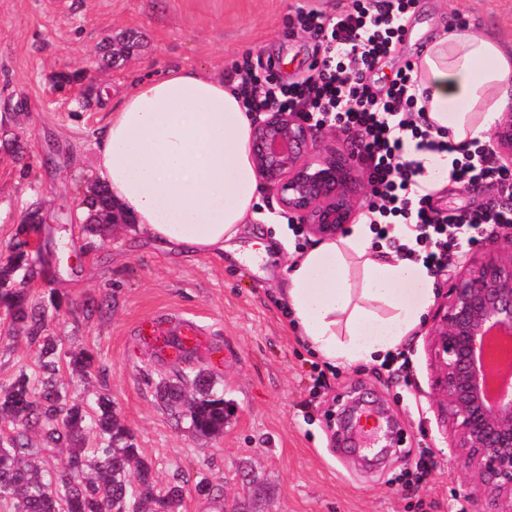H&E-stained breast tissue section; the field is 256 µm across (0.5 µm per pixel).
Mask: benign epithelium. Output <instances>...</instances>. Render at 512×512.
<instances>
[{"mask_svg":"<svg viewBox=\"0 0 512 512\" xmlns=\"http://www.w3.org/2000/svg\"><path fill=\"white\" fill-rule=\"evenodd\" d=\"M311 138L312 128L293 114L268 112L253 123L250 152L280 207L314 236L331 238L351 220L347 192L357 163L334 153L310 160ZM494 143L512 162L511 112L503 113ZM494 333L512 337V227L494 233L459 267L429 329L465 497L490 501L492 512H512V384L488 392L500 376L488 355Z\"/></svg>","mask_w":512,"mask_h":512,"instance_id":"7a95c632","label":"benign epithelium"}]
</instances>
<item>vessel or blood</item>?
Returning <instances> with one entry per match:
<instances>
[{
  "mask_svg": "<svg viewBox=\"0 0 512 512\" xmlns=\"http://www.w3.org/2000/svg\"><path fill=\"white\" fill-rule=\"evenodd\" d=\"M136 334L143 343L151 345L163 359L191 351L207 357L214 363L221 360L219 350L212 346L210 332L190 319L183 320L177 327L172 328L169 327L167 318L150 315L139 321Z\"/></svg>",
  "mask_w": 512,
  "mask_h": 512,
  "instance_id": "b4317fda",
  "label": "vessel or blood"
}]
</instances>
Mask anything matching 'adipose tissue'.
Instances as JSON below:
<instances>
[{
	"label": "adipose tissue",
	"instance_id": "1",
	"mask_svg": "<svg viewBox=\"0 0 512 512\" xmlns=\"http://www.w3.org/2000/svg\"><path fill=\"white\" fill-rule=\"evenodd\" d=\"M417 95L454 142L485 139L512 102V51L467 29L423 53ZM253 120L233 85L173 67L138 81L107 112L96 171L149 239L221 255L256 219L262 183L250 153ZM368 217L341 238L297 254L283 290L294 326L328 364L395 350L434 296L431 276L374 248Z\"/></svg>",
	"mask_w": 512,
	"mask_h": 512
}]
</instances>
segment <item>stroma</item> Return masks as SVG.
<instances>
[{"instance_id": "1", "label": "stroma", "mask_w": 512, "mask_h": 512, "mask_svg": "<svg viewBox=\"0 0 512 512\" xmlns=\"http://www.w3.org/2000/svg\"><path fill=\"white\" fill-rule=\"evenodd\" d=\"M350 0H0V123L23 147L0 140V261L14 230L40 208L51 232L45 279L33 296L54 294L50 336L62 350L86 349L106 374L95 379L152 463L159 488L187 476L181 512H475L450 463L448 413L439 398L427 326L400 347L398 359L339 365L316 373L317 356L292 327L280 288L296 248L315 244L306 231L278 235L287 223L270 190L260 219L247 224L237 254L197 255L165 248L133 224L90 234L76 218L96 180V151L106 103L143 77L173 66L228 75L247 62L264 71L275 61L283 83L302 81L320 40L290 24L299 6L334 15ZM512 40V0H415L397 50L366 73L390 82L418 62L443 28ZM135 34L137 45L98 70L99 44ZM88 69L69 93L55 89L60 73ZM499 188L468 191L448 182L433 203L479 211L502 203ZM92 316H84L85 303ZM150 313L197 320L213 334L223 361L209 365L224 389L223 434L205 438L178 427L155 396L168 375L139 342L135 328ZM34 371L24 338L0 334V385L19 369ZM379 424L377 435L340 436L336 418L352 397ZM206 481L209 495L195 486Z\"/></svg>"}]
</instances>
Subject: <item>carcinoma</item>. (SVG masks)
<instances>
[{"instance_id":"obj_1","label":"carcinoma","mask_w":512,"mask_h":512,"mask_svg":"<svg viewBox=\"0 0 512 512\" xmlns=\"http://www.w3.org/2000/svg\"><path fill=\"white\" fill-rule=\"evenodd\" d=\"M87 229L100 235L112 226V197L100 183L88 187ZM39 234L42 225L19 224L13 252L0 265V309L9 318L11 332H20L37 352V376L20 372L0 386V421L12 432L0 437V501L11 502L13 512H179L183 477L156 490L150 462L142 458L133 435L118 418L112 400L98 397L95 408L69 399L58 384L61 365L77 374L97 369L86 352L61 354L47 333L46 304L30 297L27 284L43 277L44 269L27 250L24 234ZM193 354L171 361V374L155 383L156 397L177 423L191 433L210 437L224 430V393L212 375L192 362ZM65 450L64 467L41 458L30 434Z\"/></svg>"}]
</instances>
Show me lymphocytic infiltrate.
Masks as SVG:
<instances>
[{
    "label": "lymphocytic infiltrate",
    "instance_id": "1",
    "mask_svg": "<svg viewBox=\"0 0 512 512\" xmlns=\"http://www.w3.org/2000/svg\"><path fill=\"white\" fill-rule=\"evenodd\" d=\"M410 4L351 0L333 17L313 8L299 10L297 27L319 37L323 46L322 57L311 62L303 81L268 87L247 64L235 67L234 74L248 113L294 112L311 124L355 132V155L371 187L369 212L400 219L407 240L399 244V252L434 271L445 267L449 250L466 251L496 228L512 226V207L438 210L432 191L417 181L424 171L421 154L452 155L450 174L457 183L490 181L507 195L512 194V168L499 165L487 144H456L426 128L413 64L397 72L385 92L365 83V72L402 42V18Z\"/></svg>",
    "mask_w": 512,
    "mask_h": 512
}]
</instances>
